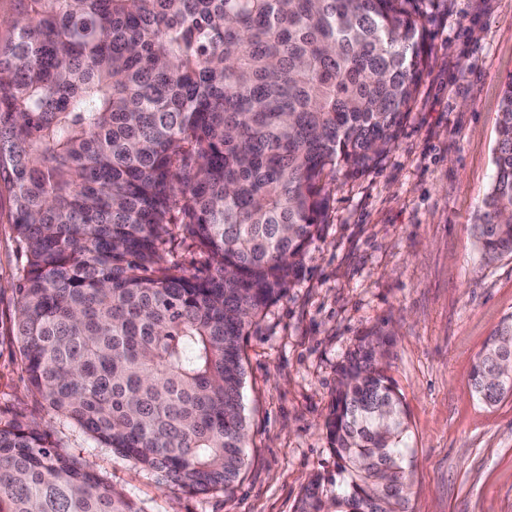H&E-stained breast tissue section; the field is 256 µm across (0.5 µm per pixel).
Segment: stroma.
Listing matches in <instances>:
<instances>
[{
  "mask_svg": "<svg viewBox=\"0 0 512 512\" xmlns=\"http://www.w3.org/2000/svg\"><path fill=\"white\" fill-rule=\"evenodd\" d=\"M428 66L378 163L337 177L300 281L243 343L248 436L229 493L190 494L62 425L31 391L11 332L21 252L0 183V420L50 430L145 512H296L333 475L325 429L337 368L361 337L393 343L384 367L414 450L409 512H512V396L487 405L471 376L512 319V255L485 261L471 226L493 177L512 79V0H422Z\"/></svg>",
  "mask_w": 512,
  "mask_h": 512,
  "instance_id": "stroma-1",
  "label": "stroma"
}]
</instances>
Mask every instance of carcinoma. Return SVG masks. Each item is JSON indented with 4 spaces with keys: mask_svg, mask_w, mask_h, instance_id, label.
Segmentation results:
<instances>
[{
    "mask_svg": "<svg viewBox=\"0 0 512 512\" xmlns=\"http://www.w3.org/2000/svg\"><path fill=\"white\" fill-rule=\"evenodd\" d=\"M419 0H20L0 41V181L24 249L13 335L30 389L189 493L244 465L242 343L298 280L336 175L395 140L428 65ZM473 225L512 254V80ZM207 256L189 273L176 239ZM486 403L512 396L494 355ZM365 336L325 422L336 488L298 512H408L402 398ZM0 512H144L50 431L0 424Z\"/></svg>",
    "mask_w": 512,
    "mask_h": 512,
    "instance_id": "carcinoma-1",
    "label": "carcinoma"
}]
</instances>
